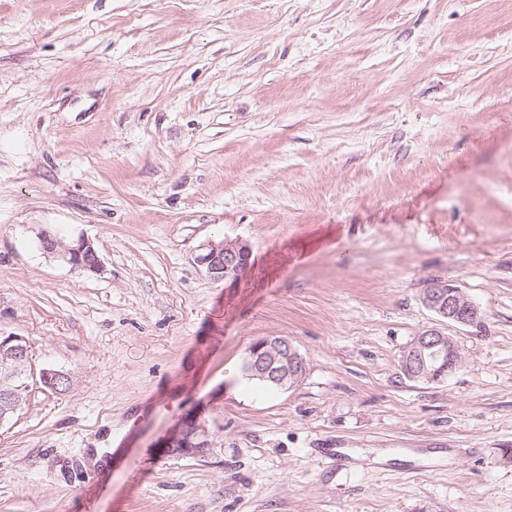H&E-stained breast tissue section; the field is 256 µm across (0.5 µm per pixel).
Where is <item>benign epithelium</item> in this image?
<instances>
[{
  "mask_svg": "<svg viewBox=\"0 0 512 512\" xmlns=\"http://www.w3.org/2000/svg\"><path fill=\"white\" fill-rule=\"evenodd\" d=\"M42 248L48 254L61 257L74 268L96 273L101 258L92 242L84 237L66 241L48 232L39 235ZM214 281L238 277L249 267L250 248L244 242L208 243L196 257ZM427 309L438 317L458 325H470L479 318L478 307L463 292L439 281L430 282L422 293ZM458 344L440 330H427L418 335L405 350L401 368L411 380L438 382L451 375L461 364ZM33 370L28 342L22 336L9 335L0 339V426L8 423L17 412L20 402L11 386L13 378ZM306 372V363L297 348L288 340L268 336L254 342L242 362V373L249 379H260L280 389H290L299 383ZM40 383L51 391H58L61 383L73 380L71 373L43 368ZM212 446L206 425L197 419L183 421L170 433L164 444L169 456H196Z\"/></svg>",
  "mask_w": 512,
  "mask_h": 512,
  "instance_id": "benign-epithelium-1",
  "label": "benign epithelium"
}]
</instances>
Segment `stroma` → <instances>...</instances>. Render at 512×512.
<instances>
[{"mask_svg": "<svg viewBox=\"0 0 512 512\" xmlns=\"http://www.w3.org/2000/svg\"><path fill=\"white\" fill-rule=\"evenodd\" d=\"M432 328L462 363L409 380ZM8 334L75 381L0 427V512H512V0H0ZM266 336L296 386L243 376ZM39 238L46 253L61 257L74 268L95 273L102 267L98 251L87 238L65 241L49 232L40 233ZM196 260L212 280L220 281L231 276H241L246 272L250 264V248L239 241L210 242ZM422 301L427 309L450 323L470 325L479 318L478 307L450 284L430 282L423 290ZM283 338L268 336L254 342L242 362L244 376L273 384L253 380L269 389H290L299 383L306 372L305 359L290 341ZM211 434L198 419H187L170 433L164 444V453L169 456H196L211 448Z\"/></svg>", "mask_w": 512, "mask_h": 512, "instance_id": "stroma-1", "label": "stroma"}]
</instances>
